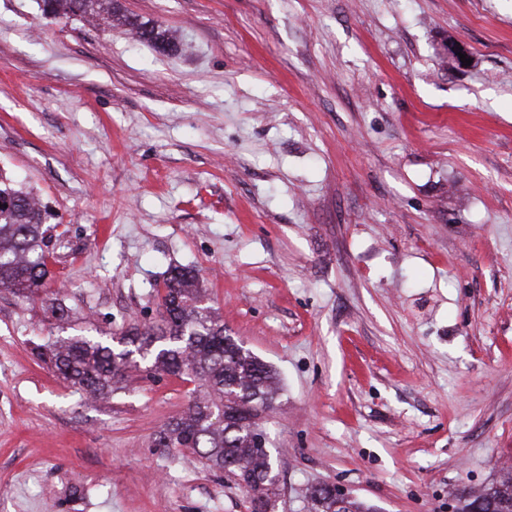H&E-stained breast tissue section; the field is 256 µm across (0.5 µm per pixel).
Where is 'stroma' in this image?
Returning <instances> with one entry per match:
<instances>
[{
    "label": "stroma",
    "instance_id": "stroma-1",
    "mask_svg": "<svg viewBox=\"0 0 512 512\" xmlns=\"http://www.w3.org/2000/svg\"><path fill=\"white\" fill-rule=\"evenodd\" d=\"M179 32L0 0V173L46 206L70 310L0 289V512H249L157 448L191 383L103 400L34 344L160 319L195 267L271 364L276 512L332 483L448 512L512 468V0H119ZM465 46L459 65L443 45ZM42 10L58 17L80 16L83 19L116 22L127 28L133 37L150 45L160 54L174 56L183 51L184 44L176 32L162 29L151 22H142L121 12L117 0H42Z\"/></svg>",
    "mask_w": 512,
    "mask_h": 512
}]
</instances>
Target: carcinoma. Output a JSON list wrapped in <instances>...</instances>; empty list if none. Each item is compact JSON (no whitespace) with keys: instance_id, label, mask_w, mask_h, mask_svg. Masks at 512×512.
I'll return each instance as SVG.
<instances>
[{"instance_id":"1","label":"carcinoma","mask_w":512,"mask_h":512,"mask_svg":"<svg viewBox=\"0 0 512 512\" xmlns=\"http://www.w3.org/2000/svg\"><path fill=\"white\" fill-rule=\"evenodd\" d=\"M42 10L58 17L115 22L163 55L183 51L177 33L122 13L118 0H42ZM48 232L41 202L1 181L0 288L26 300L55 293L50 288ZM204 298L197 272L174 268L160 295L165 313L161 323L121 331L122 346L91 334L59 336L37 345V356L92 398L107 397L120 389L137 356L149 360L148 376L161 371L193 383L187 411L161 428L155 445L193 450L207 467L227 473L245 490L251 512H275L279 489L271 470L273 454L259 440L267 438L260 417L279 395L277 373L224 333V324L204 304ZM462 498L458 512H469L478 503L487 512H512V474L477 494L464 493ZM307 500L308 512H372L332 484L312 488Z\"/></svg>"}]
</instances>
